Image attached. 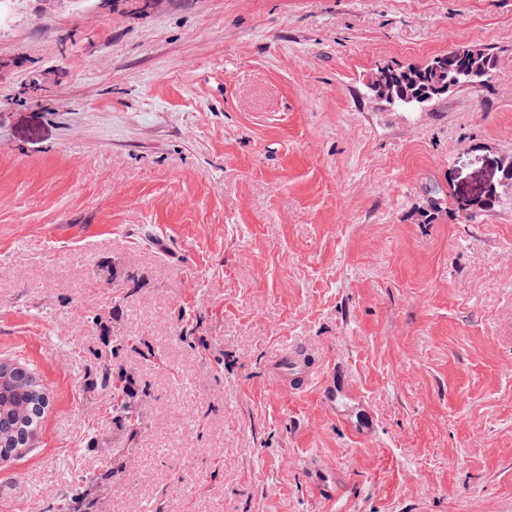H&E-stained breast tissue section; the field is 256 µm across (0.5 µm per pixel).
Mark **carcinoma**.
I'll return each mask as SVG.
<instances>
[{
	"mask_svg": "<svg viewBox=\"0 0 512 512\" xmlns=\"http://www.w3.org/2000/svg\"><path fill=\"white\" fill-rule=\"evenodd\" d=\"M463 55L441 54L429 61L416 64L407 63L378 68L370 83L372 93L389 83L397 86H409L412 97L427 96L433 101L441 94L433 91L440 79L456 78L458 83L484 81L485 69L495 71L497 57L491 51L476 45L466 46ZM496 194H482L476 198L464 200L461 210L468 221L476 218L478 212L488 208ZM102 381L112 387L114 393L113 408L121 412L131 423L132 431L139 428V415L136 411L137 394L131 388V377L110 371L102 374ZM50 397L41 385L34 371L20 361L12 358L0 360V454L7 450L10 456L19 457L30 451L31 445L39 435L40 420L45 416ZM99 484L93 478L85 485L76 488L62 504L63 512H80V505L89 492Z\"/></svg>",
	"mask_w": 512,
	"mask_h": 512,
	"instance_id": "obj_1",
	"label": "carcinoma"
}]
</instances>
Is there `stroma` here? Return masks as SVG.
<instances>
[{"label": "stroma", "mask_w": 512, "mask_h": 512, "mask_svg": "<svg viewBox=\"0 0 512 512\" xmlns=\"http://www.w3.org/2000/svg\"><path fill=\"white\" fill-rule=\"evenodd\" d=\"M467 44L490 83L369 96ZM507 157L512 0H13L0 359L51 403L0 512L103 473L83 512H512ZM295 345L303 393L273 369ZM488 191L495 189V183L489 182L485 186ZM496 198V189L491 195H487L486 191L481 196L472 198L469 200H463L461 203V210L465 212V218L468 221H472L476 218L478 212L485 210L488 206L493 203ZM102 381L107 386L112 387L114 393L113 408L124 415V418L131 423L132 432H136L140 422L136 411L137 394L131 388V377L124 373L114 375L111 371L105 370L102 374Z\"/></svg>", "instance_id": "stroma-1"}]
</instances>
